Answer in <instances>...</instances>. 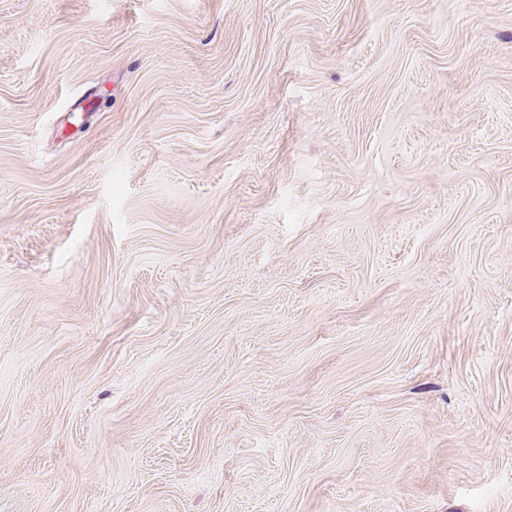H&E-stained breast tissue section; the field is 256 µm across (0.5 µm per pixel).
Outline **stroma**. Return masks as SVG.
I'll return each mask as SVG.
<instances>
[{
	"label": "stroma",
	"instance_id": "obj_1",
	"mask_svg": "<svg viewBox=\"0 0 512 512\" xmlns=\"http://www.w3.org/2000/svg\"><path fill=\"white\" fill-rule=\"evenodd\" d=\"M0 512H512V0H0Z\"/></svg>",
	"mask_w": 512,
	"mask_h": 512
}]
</instances>
